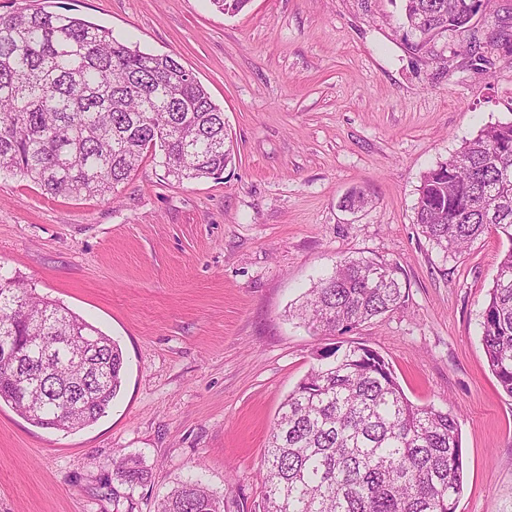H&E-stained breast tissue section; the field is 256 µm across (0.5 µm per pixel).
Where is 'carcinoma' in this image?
Returning a JSON list of instances; mask_svg holds the SVG:
<instances>
[{
	"label": "carcinoma",
	"mask_w": 512,
	"mask_h": 512,
	"mask_svg": "<svg viewBox=\"0 0 512 512\" xmlns=\"http://www.w3.org/2000/svg\"><path fill=\"white\" fill-rule=\"evenodd\" d=\"M406 23L433 35L467 26L474 0H403ZM224 110L174 57L117 39L64 5L0 14V172L54 197L106 196L159 150L181 182L233 163ZM415 223L440 250L495 234L512 243V121L487 125L422 178ZM404 298L398 268L347 259L295 307L317 334L343 335ZM489 370L512 397V246L498 263L480 321ZM117 341L68 308L0 273V403L63 431L96 422L120 393ZM258 512H456L463 490L458 419L405 395L375 349L340 341L282 403L264 453ZM130 490L142 461L113 460ZM157 512H225L199 478L173 487Z\"/></svg>",
	"instance_id": "cac0c4a2"
}]
</instances>
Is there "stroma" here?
<instances>
[{
    "mask_svg": "<svg viewBox=\"0 0 512 512\" xmlns=\"http://www.w3.org/2000/svg\"><path fill=\"white\" fill-rule=\"evenodd\" d=\"M66 2L191 71L223 109L236 160L221 179L179 182L148 153L105 197L0 176V268L125 358L118 397L81 430L0 407V512H155L197 471L228 512L260 503L273 420L338 340L290 308L361 256L397 265L406 293L343 338L377 350L414 404L457 414V512H512V397L479 326L512 244L492 234L447 255L415 222L424 174L512 120V51L485 41L512 23V0H483L466 28L419 50L401 0H250L233 16L211 0ZM354 191L370 200L355 213L342 206ZM123 454L144 459L146 487H117Z\"/></svg>",
    "mask_w": 512,
    "mask_h": 512,
    "instance_id": "1",
    "label": "stroma"
}]
</instances>
